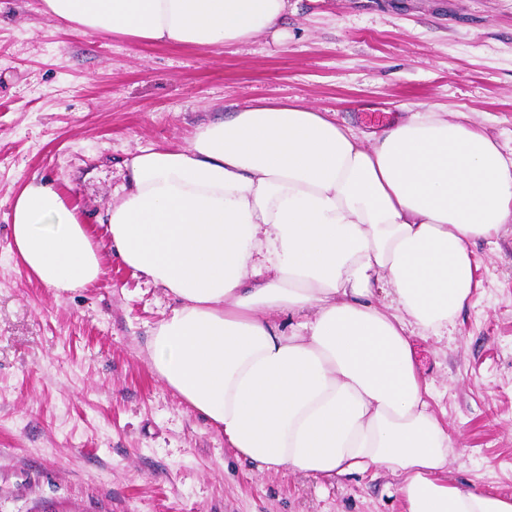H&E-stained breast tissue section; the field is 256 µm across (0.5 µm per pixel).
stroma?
I'll use <instances>...</instances> for the list:
<instances>
[{
    "label": "stroma",
    "mask_w": 512,
    "mask_h": 512,
    "mask_svg": "<svg viewBox=\"0 0 512 512\" xmlns=\"http://www.w3.org/2000/svg\"><path fill=\"white\" fill-rule=\"evenodd\" d=\"M0 10V512H403L387 473L257 471L154 374L172 303L108 252L103 220L138 150L293 99L359 133L431 110L512 152V0H296L288 38L233 50L61 27ZM38 172L88 224L106 273L56 293L15 257L13 194ZM481 286L415 338L431 406L464 448L450 478L512 497V224L475 242Z\"/></svg>",
    "instance_id": "obj_1"
}]
</instances>
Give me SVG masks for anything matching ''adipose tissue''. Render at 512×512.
<instances>
[{
  "mask_svg": "<svg viewBox=\"0 0 512 512\" xmlns=\"http://www.w3.org/2000/svg\"><path fill=\"white\" fill-rule=\"evenodd\" d=\"M289 0H41L73 30L230 49L287 38ZM113 255L177 305L153 331L156 376L259 470L314 480L386 472L404 512H512L448 477L414 335L441 336L477 283L472 245L512 223V157L435 112L372 135L294 102L197 125L126 159ZM12 249L73 291L103 257L49 180L13 197ZM389 285L395 307L375 302ZM293 319L285 327V319Z\"/></svg>",
  "mask_w": 512,
  "mask_h": 512,
  "instance_id": "1",
  "label": "adipose tissue"
}]
</instances>
